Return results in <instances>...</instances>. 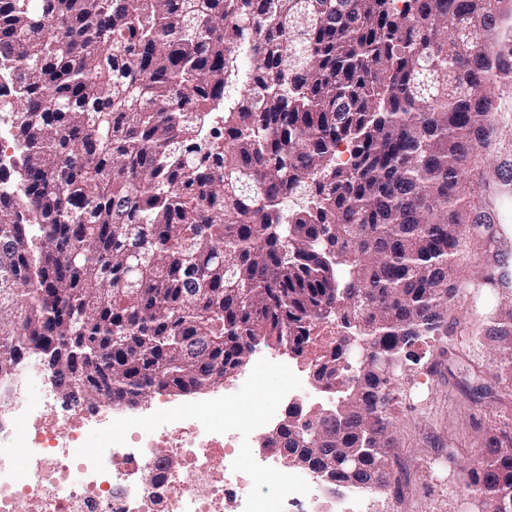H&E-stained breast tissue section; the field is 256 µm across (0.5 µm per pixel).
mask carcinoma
I'll return each mask as SVG.
<instances>
[{"label": "carcinoma", "instance_id": "cac0c4a2", "mask_svg": "<svg viewBox=\"0 0 512 512\" xmlns=\"http://www.w3.org/2000/svg\"><path fill=\"white\" fill-rule=\"evenodd\" d=\"M512 0H0V379L136 403L307 356L270 439L386 491L392 382L448 335L460 228L512 100ZM484 338L512 351V316ZM512 502V424L461 469Z\"/></svg>", "mask_w": 512, "mask_h": 512}]
</instances>
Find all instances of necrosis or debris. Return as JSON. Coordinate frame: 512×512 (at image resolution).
Listing matches in <instances>:
<instances>
[{"label":"necrosis or debris","instance_id":"necrosis-or-debris-1","mask_svg":"<svg viewBox=\"0 0 512 512\" xmlns=\"http://www.w3.org/2000/svg\"><path fill=\"white\" fill-rule=\"evenodd\" d=\"M279 372L287 385L265 400L260 426L280 427L310 397L301 370L260 358L230 394L180 411L159 406L150 424L105 418L83 405L56 406L22 378L0 381L10 400L0 418V512H369L358 489L333 492L307 469L292 471L280 448L223 410ZM98 433L90 445L89 433ZM264 482H256L255 474Z\"/></svg>","mask_w":512,"mask_h":512}]
</instances>
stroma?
Returning <instances> with one entry per match:
<instances>
[{
  "label": "stroma",
  "mask_w": 512,
  "mask_h": 512,
  "mask_svg": "<svg viewBox=\"0 0 512 512\" xmlns=\"http://www.w3.org/2000/svg\"><path fill=\"white\" fill-rule=\"evenodd\" d=\"M499 136L509 145L488 155L487 181L475 185L474 192L492 199L503 221L463 225L464 246L455 267L462 304L448 312L447 335L429 340L425 357L393 386L399 487L375 493L381 512H466L460 467L481 456L488 431L512 423V357L480 336L488 319L512 311V287L489 283L500 273L512 275V250L503 246L504 239H512V195L498 180L503 162L512 158V112L502 113ZM478 375L495 384L496 399L475 398ZM232 382L228 376L196 393L156 392L142 406L105 404L99 411L145 419L158 401L179 408L219 396Z\"/></svg>",
  "instance_id": "obj_1"
}]
</instances>
